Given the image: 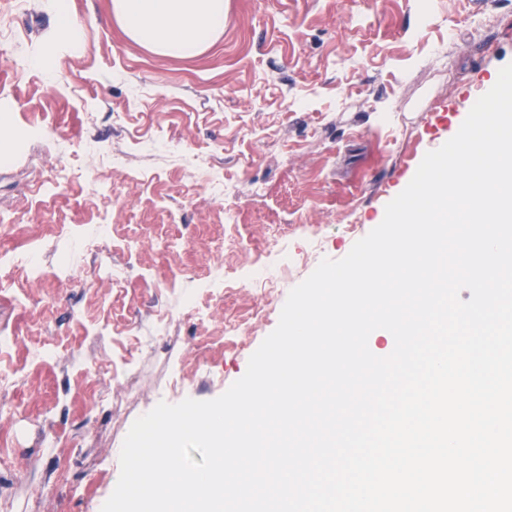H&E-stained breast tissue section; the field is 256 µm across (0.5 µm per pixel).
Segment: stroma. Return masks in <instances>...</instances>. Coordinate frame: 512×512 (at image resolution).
Listing matches in <instances>:
<instances>
[{
  "label": "stroma",
  "instance_id": "obj_1",
  "mask_svg": "<svg viewBox=\"0 0 512 512\" xmlns=\"http://www.w3.org/2000/svg\"><path fill=\"white\" fill-rule=\"evenodd\" d=\"M64 5L82 51L49 0H0V132L28 142L0 166V512H101L133 423L241 378L512 64V0H226L191 58ZM91 224L128 249H82Z\"/></svg>",
  "mask_w": 512,
  "mask_h": 512
}]
</instances>
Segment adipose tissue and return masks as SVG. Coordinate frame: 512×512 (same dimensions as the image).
<instances>
[{
    "label": "adipose tissue",
    "mask_w": 512,
    "mask_h": 512,
    "mask_svg": "<svg viewBox=\"0 0 512 512\" xmlns=\"http://www.w3.org/2000/svg\"><path fill=\"white\" fill-rule=\"evenodd\" d=\"M112 14L134 42L190 57L221 32L224 0H112Z\"/></svg>",
    "instance_id": "ef3b65f1"
}]
</instances>
